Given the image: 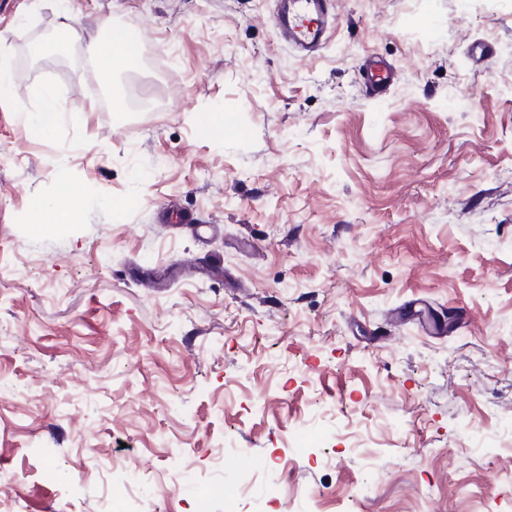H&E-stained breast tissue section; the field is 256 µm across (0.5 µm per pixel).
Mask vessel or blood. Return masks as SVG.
I'll return each mask as SVG.
<instances>
[{
  "label": "vessel or blood",
  "instance_id": "1",
  "mask_svg": "<svg viewBox=\"0 0 512 512\" xmlns=\"http://www.w3.org/2000/svg\"><path fill=\"white\" fill-rule=\"evenodd\" d=\"M279 35L289 48L315 53L326 40L338 18L333 0H280ZM393 69L376 56L366 57L362 72V88L369 97L384 95L389 88Z\"/></svg>",
  "mask_w": 512,
  "mask_h": 512
}]
</instances>
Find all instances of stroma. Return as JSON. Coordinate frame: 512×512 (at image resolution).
<instances>
[{"instance_id": "obj_1", "label": "stroma", "mask_w": 512, "mask_h": 512, "mask_svg": "<svg viewBox=\"0 0 512 512\" xmlns=\"http://www.w3.org/2000/svg\"><path fill=\"white\" fill-rule=\"evenodd\" d=\"M10 3L9 512H512V0H335L311 58L277 0H70L39 65L56 0ZM107 27L147 63L98 86ZM369 54L395 69L379 98ZM46 84L47 133L21 117ZM69 192L73 223L35 229ZM417 302L458 327L393 319Z\"/></svg>"}]
</instances>
